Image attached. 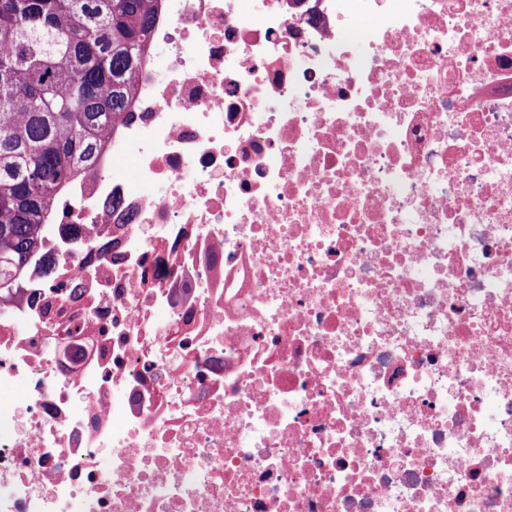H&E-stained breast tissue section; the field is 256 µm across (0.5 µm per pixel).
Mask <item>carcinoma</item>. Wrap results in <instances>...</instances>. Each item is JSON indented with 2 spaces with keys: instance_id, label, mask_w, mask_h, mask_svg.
Returning <instances> with one entry per match:
<instances>
[{
  "instance_id": "obj_1",
  "label": "carcinoma",
  "mask_w": 512,
  "mask_h": 512,
  "mask_svg": "<svg viewBox=\"0 0 512 512\" xmlns=\"http://www.w3.org/2000/svg\"><path fill=\"white\" fill-rule=\"evenodd\" d=\"M156 0H0V271L94 170L136 93Z\"/></svg>"
}]
</instances>
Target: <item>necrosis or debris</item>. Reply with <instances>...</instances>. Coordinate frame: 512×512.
I'll list each match as a JSON object with an SVG mask.
<instances>
[{
    "label": "necrosis or debris",
    "mask_w": 512,
    "mask_h": 512,
    "mask_svg": "<svg viewBox=\"0 0 512 512\" xmlns=\"http://www.w3.org/2000/svg\"><path fill=\"white\" fill-rule=\"evenodd\" d=\"M157 5L0 289V512H512V0Z\"/></svg>",
    "instance_id": "4bbe7bcc"
}]
</instances>
